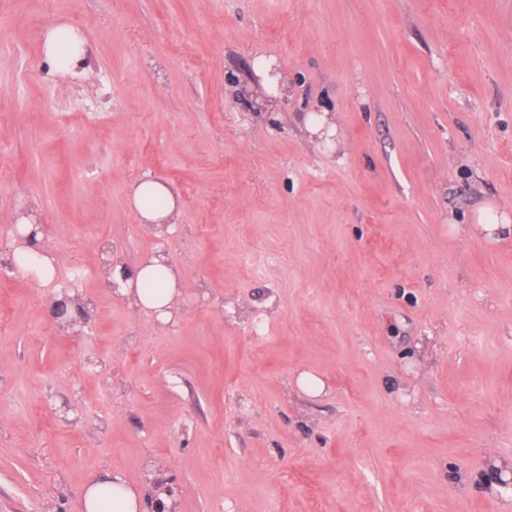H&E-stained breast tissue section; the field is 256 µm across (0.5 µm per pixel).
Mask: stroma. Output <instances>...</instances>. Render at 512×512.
<instances>
[{
    "mask_svg": "<svg viewBox=\"0 0 512 512\" xmlns=\"http://www.w3.org/2000/svg\"><path fill=\"white\" fill-rule=\"evenodd\" d=\"M57 22L88 46L62 74ZM261 57L266 112L235 94ZM146 173L169 229L129 202ZM25 201L49 284L5 268ZM484 208L512 220V0H0V512H82L110 471L176 512H512V236L470 231ZM107 245L180 269L175 323L105 287ZM66 35H72L80 39L73 33L71 27L67 23H57L50 26L44 37V54L46 64L51 68L76 67L79 65L83 57L82 54L76 58L75 53L71 56L64 57L59 48V39ZM129 201L144 224H177L180 216L175 192L152 174H145L129 190ZM156 199L158 205H150ZM164 222V223H163Z\"/></svg>",
    "mask_w": 512,
    "mask_h": 512,
    "instance_id": "stroma-1",
    "label": "stroma"
}]
</instances>
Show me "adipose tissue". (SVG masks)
Instances as JSON below:
<instances>
[{
  "instance_id": "ef3b65f1",
  "label": "adipose tissue",
  "mask_w": 512,
  "mask_h": 512,
  "mask_svg": "<svg viewBox=\"0 0 512 512\" xmlns=\"http://www.w3.org/2000/svg\"><path fill=\"white\" fill-rule=\"evenodd\" d=\"M129 201L147 224L177 223L180 211L175 192L163 181L146 174L129 190ZM112 279L117 292L133 305L162 323L174 317L181 272L163 254L157 253L130 271L114 267ZM84 512H145L141 491L129 486L120 475L90 479L83 489Z\"/></svg>"
}]
</instances>
